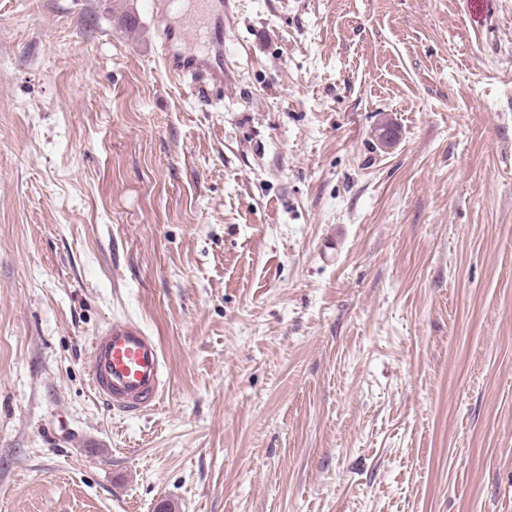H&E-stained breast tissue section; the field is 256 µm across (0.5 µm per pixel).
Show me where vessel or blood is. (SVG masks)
Returning <instances> with one entry per match:
<instances>
[{
	"label": "vessel or blood",
	"mask_w": 512,
	"mask_h": 512,
	"mask_svg": "<svg viewBox=\"0 0 512 512\" xmlns=\"http://www.w3.org/2000/svg\"><path fill=\"white\" fill-rule=\"evenodd\" d=\"M176 72L191 86L202 82L223 85V31H215L210 55L191 58L177 66ZM165 368L159 342L135 320H112L91 341L92 389L110 411L138 417L156 407L168 386Z\"/></svg>",
	"instance_id": "b4317fda"
}]
</instances>
